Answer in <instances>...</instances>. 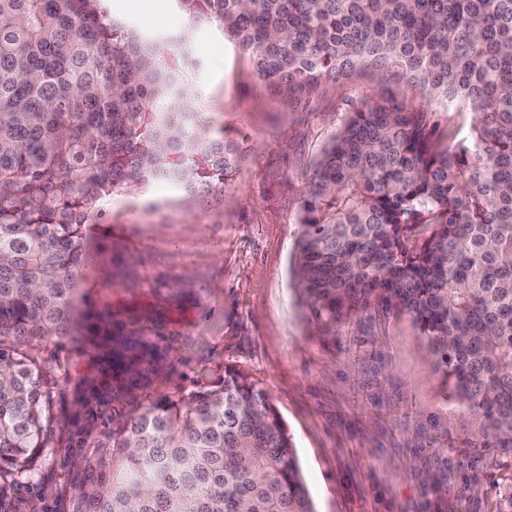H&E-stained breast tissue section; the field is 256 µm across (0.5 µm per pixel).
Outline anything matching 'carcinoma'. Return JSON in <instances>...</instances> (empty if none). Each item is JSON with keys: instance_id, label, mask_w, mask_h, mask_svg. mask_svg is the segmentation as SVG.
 Returning a JSON list of instances; mask_svg holds the SVG:
<instances>
[{"instance_id": "1", "label": "carcinoma", "mask_w": 512, "mask_h": 512, "mask_svg": "<svg viewBox=\"0 0 512 512\" xmlns=\"http://www.w3.org/2000/svg\"><path fill=\"white\" fill-rule=\"evenodd\" d=\"M98 0H0V480L51 453L45 365L21 341L81 327L91 213L164 179L222 193L242 159L168 89L174 52L103 22ZM299 102L363 66L474 115L441 146L426 113L361 99L315 161L292 255L301 301L334 321L409 314L449 388L512 455V0H180ZM163 354L112 338L127 374ZM71 512H315L288 427L240 373L112 416Z\"/></svg>"}]
</instances>
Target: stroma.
<instances>
[{"label":"stroma","instance_id":"obj_1","mask_svg":"<svg viewBox=\"0 0 512 512\" xmlns=\"http://www.w3.org/2000/svg\"><path fill=\"white\" fill-rule=\"evenodd\" d=\"M113 20L177 53L172 94L187 92L245 159L221 194L151 180L100 203L78 284L99 333L33 345L55 378L54 451L35 479L0 486V512H68L82 461L99 457L93 427L211 387L229 367L279 411L317 512H512V456L491 452L481 416L449 398L409 315L375 305L321 324L290 271L306 178L351 102L396 96L460 140L470 114L373 68L286 102L221 24L181 0ZM115 332L165 353L129 391L112 373Z\"/></svg>","mask_w":512,"mask_h":512}]
</instances>
